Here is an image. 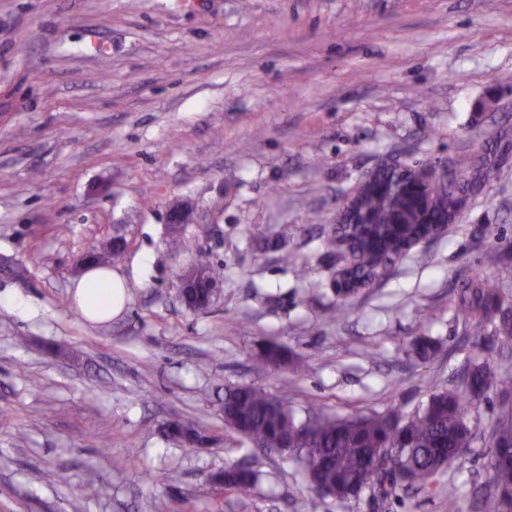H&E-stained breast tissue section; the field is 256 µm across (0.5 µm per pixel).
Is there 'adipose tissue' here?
Instances as JSON below:
<instances>
[{"mask_svg": "<svg viewBox=\"0 0 512 512\" xmlns=\"http://www.w3.org/2000/svg\"><path fill=\"white\" fill-rule=\"evenodd\" d=\"M125 279L110 268L86 264L74 281V299L82 315L93 322L120 315L126 303Z\"/></svg>", "mask_w": 512, "mask_h": 512, "instance_id": "obj_1", "label": "adipose tissue"}]
</instances>
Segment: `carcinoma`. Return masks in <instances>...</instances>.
<instances>
[{
  "instance_id": "obj_1",
  "label": "carcinoma",
  "mask_w": 512,
  "mask_h": 512,
  "mask_svg": "<svg viewBox=\"0 0 512 512\" xmlns=\"http://www.w3.org/2000/svg\"><path fill=\"white\" fill-rule=\"evenodd\" d=\"M507 153L512 154V138L504 135L455 157L461 175L458 190L473 200L491 188L503 173ZM373 181L359 198L360 214L376 239L366 265L354 269L361 280L388 271L395 260L390 244L418 238L422 224L447 213L450 195L442 183L403 182L387 165L376 170ZM344 243L355 250L354 233L341 224L322 239L321 247L329 257L345 261ZM122 254V248L112 242L92 251L88 260L106 267ZM454 311L491 348L512 351V296L494 280L476 275L463 282ZM437 352L438 347L427 339L416 340L410 348L420 359ZM258 359L278 368L288 365L284 350L275 344L265 347ZM490 390L511 394L512 373L499 371L487 361H472L462 388L431 394L409 415L390 408L349 416L315 412L301 418L288 404V395L272 396L252 386H237L224 396V428L255 450L276 453L298 465L312 490L321 484L341 502L367 491L384 504L399 487L420 491L441 487L439 477L460 449L471 447L468 406L478 404ZM489 474L493 491L482 496L481 510L505 512L512 501V415H503L493 430ZM212 477L224 478L219 486L223 492H243L255 485L258 474L251 467L236 470L229 464Z\"/></svg>"
}]
</instances>
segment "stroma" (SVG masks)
<instances>
[{
  "label": "stroma",
  "mask_w": 512,
  "mask_h": 512,
  "mask_svg": "<svg viewBox=\"0 0 512 512\" xmlns=\"http://www.w3.org/2000/svg\"><path fill=\"white\" fill-rule=\"evenodd\" d=\"M505 72L512 0H0V512H477L512 399L471 408L476 437L442 476L456 502L400 489L377 511L239 447L224 390L346 416L459 385L477 342L451 309L459 285L479 272L512 294V166L335 319L318 243L382 156L440 161L512 132ZM178 202L194 220L175 256ZM116 235L127 302L94 323L71 284ZM200 251L224 283L195 312L178 278ZM420 336L437 355L408 356ZM269 342L294 367L260 363ZM174 419L208 444L169 439ZM243 459L259 484L217 495L209 475Z\"/></svg>",
  "instance_id": "obj_1"
}]
</instances>
